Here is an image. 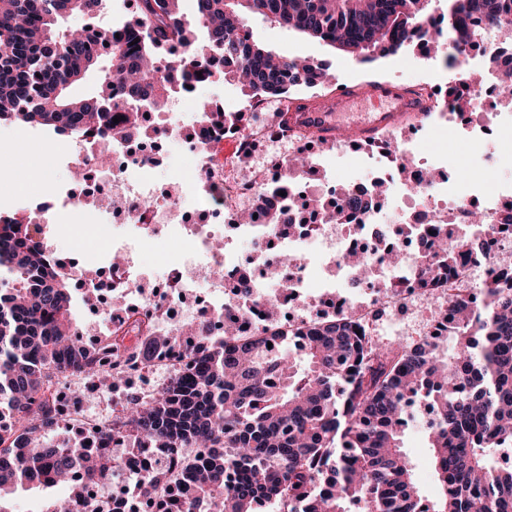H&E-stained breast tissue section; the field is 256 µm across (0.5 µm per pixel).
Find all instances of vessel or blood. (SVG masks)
<instances>
[{"mask_svg": "<svg viewBox=\"0 0 512 512\" xmlns=\"http://www.w3.org/2000/svg\"><path fill=\"white\" fill-rule=\"evenodd\" d=\"M365 104L361 115L351 111L353 104ZM428 107L426 96L413 94L405 86L390 81H371L347 87L298 111H290L292 127L306 130L313 142L323 145L339 139L345 128H353L354 145L376 141L378 135L417 121Z\"/></svg>", "mask_w": 512, "mask_h": 512, "instance_id": "b4317fda", "label": "vessel or blood"}]
</instances>
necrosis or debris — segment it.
<instances>
[{
	"label": "necrosis or debris",
	"instance_id": "1",
	"mask_svg": "<svg viewBox=\"0 0 512 512\" xmlns=\"http://www.w3.org/2000/svg\"><path fill=\"white\" fill-rule=\"evenodd\" d=\"M146 119L144 130L124 141L105 134L90 141L59 140L56 158L64 166L84 171L80 183L70 189L51 188L46 195L18 192L19 203L31 223L47 230L59 224L108 225L111 238L105 240L104 258L80 253L78 259L65 263L74 273L75 284L84 291L89 311L104 314L105 324L85 322L79 336L90 337L102 362H109L106 337L169 336L186 324H206L214 336L222 335L225 316L236 319L242 334L257 335L266 327L292 335L296 350L304 342L296 337L300 324L319 316L345 314L370 324L386 313L404 317L414 304L433 298L477 297L478 281L489 282L496 273L512 268V235L504 233L503 214L512 206L503 192L482 195L478 190L459 192L454 188L455 170L411 160L406 146L394 147L392 165L373 173L368 179L329 177L319 188H311L305 174L294 175L283 195L268 193L274 174L286 171L289 158L275 156L265 169L254 175L235 174L224 179L225 141H232L239 157L250 156L265 135L263 123L241 129L233 123L218 126L192 117L189 124L166 122L158 126L159 111L151 104L140 107ZM487 126L472 124L468 135L478 149L467 159L466 168L486 173L500 163L512 162V150L502 139H490ZM175 140L184 158L178 178L180 192L159 189L152 177L153 169L164 163V144ZM109 155L110 164L95 166L93 154ZM265 197V212L278 214L281 223L291 225L289 234H281L280 225L269 226L262 238H254L250 225L237 223L241 206L252 199ZM359 197L358 208L347 209L350 224L328 220L314 207L315 198L345 207L350 197ZM396 198L400 210H414L413 224H470L473 211L484 218L482 237L486 250L497 260L494 268H484L473 260L459 261L447 277H421L409 288L393 284L387 271L388 252H396L406 261H414L422 251L420 232L397 234L383 230L379 203L382 197ZM250 238L257 252L269 249L299 252L323 261L329 273L344 272L347 281L356 275L349 264L351 252L362 255L368 271L377 283L366 297L350 300L339 293L320 295L314 311L298 314L297 308L308 281V266L291 269V288L268 292L273 278L270 267H260L247 283L248 294L238 293L241 266L231 249L212 250L213 239L223 237L225 227ZM153 246L167 260L147 273L139 262L146 246ZM186 345L158 347L149 363L137 364L127 373L123 385L102 391L94 382L71 377L57 385V415L54 427L67 428L71 441L90 448L104 457L119 456L121 466L112 468L111 478H125L159 462L158 450L126 449L118 431L116 417L126 399L147 396L160 388L175 370L183 368ZM107 397L112 405L106 410L91 409L92 401ZM111 478L94 482L82 499L75 501L72 512H138L141 497L136 487L129 496L114 502L107 488Z\"/></svg>",
	"mask_w": 512,
	"mask_h": 512
}]
</instances>
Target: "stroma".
Returning a JSON list of instances; mask_svg holds the SVG:
<instances>
[{
  "label": "stroma",
  "mask_w": 512,
  "mask_h": 512,
  "mask_svg": "<svg viewBox=\"0 0 512 512\" xmlns=\"http://www.w3.org/2000/svg\"><path fill=\"white\" fill-rule=\"evenodd\" d=\"M250 27L257 42L278 54L301 55L324 60L332 65L335 70L333 82L316 89L299 90V97L307 100L324 96L339 84L355 86L372 80L387 79L412 88L424 82L442 86L454 79L453 72L437 69L434 60L424 57L416 48L381 57L371 63H363L324 42L261 19L251 20ZM19 142L25 143L24 152H14L13 147ZM412 147L420 156L437 165L461 162L472 152V143L464 130L453 129L447 121L434 115L424 120L412 141ZM3 151L10 153L11 158L9 170L0 173L1 183L11 182L26 188L34 186L38 181L57 185L70 179L68 169L55 162L53 151L40 147L31 127L1 125L0 152ZM382 162L381 147L366 145L354 149L346 144L341 146L338 156L324 160L325 166L340 178L369 177ZM430 323V311L416 305L412 307L408 320L387 317L376 322L373 334L383 344L412 343L427 334ZM405 449L422 484L425 497H434L436 485L431 466V450L418 425L410 426L405 438Z\"/></svg>",
  "instance_id": "obj_1"
}]
</instances>
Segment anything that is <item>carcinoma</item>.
I'll return each instance as SVG.
<instances>
[{"label": "carcinoma", "mask_w": 512, "mask_h": 512, "mask_svg": "<svg viewBox=\"0 0 512 512\" xmlns=\"http://www.w3.org/2000/svg\"><path fill=\"white\" fill-rule=\"evenodd\" d=\"M432 0H195V20L178 0H134L125 33L107 29L59 31L61 21L100 7V0H0V123L27 125L72 138L98 132L112 109V92L135 102L162 100L191 76L196 61L218 54L233 63L224 78L247 101H294L295 88L318 87L332 75L313 59L274 53L243 38L246 16L259 15L349 55L372 60L417 44ZM479 17L500 28L512 0H448V19ZM139 42H134V39ZM107 42L110 66L89 45ZM185 49V58L169 47ZM99 70L96 92L75 98L69 88ZM203 120L250 123L248 112H216ZM468 248L490 267L477 238L439 226L422 271L439 275ZM0 414L18 432L0 434V512L19 489L62 486L74 474L93 480L102 460L74 443L47 441L54 413L49 391L69 376L94 380L104 391L124 370L102 368L97 354L71 336L72 274L53 261L40 227L0 215ZM484 297L455 302L448 338L426 336L412 345L379 343L344 315L301 327L297 354L280 337L199 336L186 368L150 397L122 405L121 433L134 446L164 449L166 461L135 475L145 497L170 496L167 512H417L423 501L403 447L404 426L417 408L406 396L433 403L426 425L436 496L429 512H512V288L493 280ZM182 337L149 336L112 343L118 362L147 363L160 345ZM200 448L206 465L182 464L181 449ZM232 471L236 482L225 484Z\"/></svg>", "instance_id": "cac0c4a2"}]
</instances>
